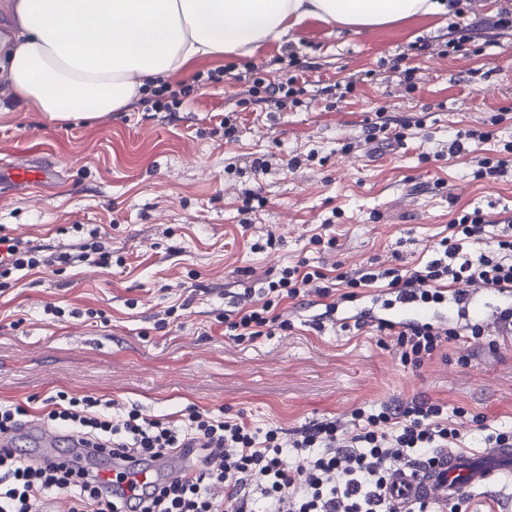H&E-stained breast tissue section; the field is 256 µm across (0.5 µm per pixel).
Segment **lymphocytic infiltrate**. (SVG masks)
I'll list each match as a JSON object with an SVG mask.
<instances>
[{
    "label": "lymphocytic infiltrate",
    "instance_id": "f902f5d3",
    "mask_svg": "<svg viewBox=\"0 0 512 512\" xmlns=\"http://www.w3.org/2000/svg\"><path fill=\"white\" fill-rule=\"evenodd\" d=\"M478 251H471V244ZM424 266H362L337 275L320 268L284 267L278 280L258 291L226 327L237 340L270 333L278 305L308 292L337 302L352 299L353 289L377 282L406 299L439 302L447 289L461 285L480 292H512V215L489 216L480 209L460 213L448 233L431 248ZM51 260L37 255L20 237L0 242V277L36 269ZM377 331L393 336L403 364L420 366L426 358L463 337H483L476 319L458 324L419 319L410 323L378 322ZM43 422L79 436L85 460L50 456L27 460L0 448V512H39L46 494L64 495L68 512H397L386 495L395 462L430 466L437 453L462 443L464 436L439 400L412 398L358 412L354 431L338 420H323L282 436L275 429L258 433L243 417H224L195 408L179 422L146 419L129 410L121 420L107 413L110 401L57 392L44 401ZM294 452L295 470L281 457ZM188 466L203 464L191 479H158L126 487V472L100 476L102 460H132L149 469L169 454ZM224 488L215 497L212 488Z\"/></svg>",
    "mask_w": 512,
    "mask_h": 512
}]
</instances>
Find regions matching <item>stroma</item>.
Here are the masks:
<instances>
[{
	"label": "stroma",
	"mask_w": 512,
	"mask_h": 512,
	"mask_svg": "<svg viewBox=\"0 0 512 512\" xmlns=\"http://www.w3.org/2000/svg\"><path fill=\"white\" fill-rule=\"evenodd\" d=\"M498 7L485 0L476 26L483 51L470 59L441 54L451 14L351 37L309 18L252 55L194 62L177 76L187 93L174 112L135 104L69 127L20 109L0 116V168L59 173L53 185H0V237H22L55 259L0 278V402L36 415L63 391L111 401L117 419L133 408L154 419L194 407L289 433L425 397L462 409L465 448L512 430L510 338L452 343L415 369L389 336L327 318L316 296L297 308L282 303L289 325L268 336L237 341L224 325L245 289L283 267L414 268L459 210L512 215V152L503 149L512 142V33L489 25ZM418 40L432 50L408 89L394 64ZM288 54L309 85L281 110L257 102L250 82L193 78L256 65L264 79L283 80L289 70L272 59ZM350 81L354 92L343 94ZM380 110L391 128L407 127L404 142L365 143ZM229 112L231 141L219 126ZM493 115V138L470 142L469 157L447 155L457 131ZM476 156L506 161L507 175L475 178ZM329 217L334 246L314 244ZM96 226L115 267L58 263ZM446 512H512V482L468 493Z\"/></svg>",
	"instance_id": "stroma-1"
}]
</instances>
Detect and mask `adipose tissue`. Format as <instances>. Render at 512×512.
I'll return each instance as SVG.
<instances>
[{
  "mask_svg": "<svg viewBox=\"0 0 512 512\" xmlns=\"http://www.w3.org/2000/svg\"><path fill=\"white\" fill-rule=\"evenodd\" d=\"M0 78L14 104L55 126L127 110L194 60L249 55L316 17L357 35L446 0H8Z\"/></svg>",
  "mask_w": 512,
  "mask_h": 512,
  "instance_id": "obj_1",
  "label": "adipose tissue"
}]
</instances>
